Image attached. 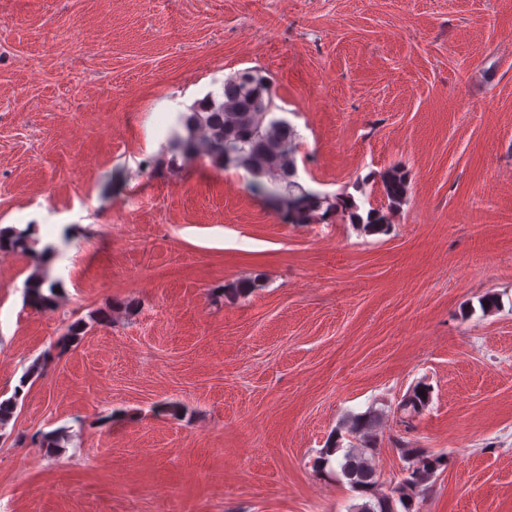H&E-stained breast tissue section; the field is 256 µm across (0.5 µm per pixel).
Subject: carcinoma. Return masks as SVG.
<instances>
[{
    "mask_svg": "<svg viewBox=\"0 0 512 512\" xmlns=\"http://www.w3.org/2000/svg\"><path fill=\"white\" fill-rule=\"evenodd\" d=\"M281 107L274 101L270 78L258 67H248L224 80L222 92L205 96L189 111L177 117L179 129L172 132V151L186 159L203 155L219 168L242 169L252 177L253 185L264 191L272 184L271 193L277 208L289 224H321L336 217L348 218L368 235L384 234L392 224L393 214L406 198L407 178L398 169L382 175L386 207L367 210L366 218L358 215L360 206L354 195L341 192L321 195L311 192L297 180V133L288 120L280 115ZM38 240L28 230L14 227L0 228V249L28 253L34 259V271L25 283L24 297L35 307L55 304L59 283L49 278L42 258L55 252L46 245L36 249ZM263 287L262 275L246 281L232 282L221 292L233 296L247 295ZM429 388L420 385L398 404L399 424L405 432L413 428V421L427 408ZM379 415L373 411L349 417V429L360 436L361 446L343 447L334 438L322 452L320 464L330 463L337 455L336 466L355 490L367 494L377 484L376 473L366 458L373 451V440ZM402 454L411 461L401 481L391 489V495L365 502L354 512H392L393 499H398L405 512H412L414 500L423 496L443 458L424 448H414L401 440Z\"/></svg>",
    "mask_w": 512,
    "mask_h": 512,
    "instance_id": "obj_1",
    "label": "carcinoma"
}]
</instances>
